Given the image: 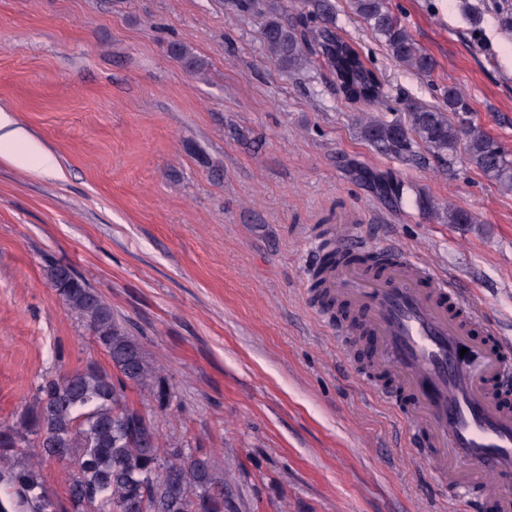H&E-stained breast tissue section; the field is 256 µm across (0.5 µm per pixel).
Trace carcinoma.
Listing matches in <instances>:
<instances>
[{
    "label": "carcinoma",
    "mask_w": 512,
    "mask_h": 512,
    "mask_svg": "<svg viewBox=\"0 0 512 512\" xmlns=\"http://www.w3.org/2000/svg\"><path fill=\"white\" fill-rule=\"evenodd\" d=\"M239 12L262 19L269 56L293 70L323 60L346 102L371 107L384 98L383 84L352 45L333 30L329 0H304L305 11L288 12L286 0H234ZM354 11L382 40L390 56L417 73L434 69L391 11L388 0H352ZM170 55L188 70L204 66L185 44L169 45ZM467 111L463 95L448 88L442 109L419 107L409 123L395 118L360 119L364 136L382 152L416 161L414 138L429 154L446 160L458 149L495 183L512 187V154L496 140L450 114ZM423 211L444 215L450 224H472L457 206L440 208L417 199ZM47 279L59 300L86 326L108 354L112 370L94 363L72 372L47 375L21 419L0 423V512H226L224 471L196 449L162 440L150 419L129 403L126 389L149 391L162 405L170 399L162 370L147 359L138 341L117 323L111 305L66 265L48 266ZM63 466L68 506L60 508L43 480L45 461Z\"/></svg>",
    "instance_id": "obj_1"
}]
</instances>
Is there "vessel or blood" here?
<instances>
[{
    "label": "vessel or blood",
    "instance_id": "1",
    "mask_svg": "<svg viewBox=\"0 0 512 512\" xmlns=\"http://www.w3.org/2000/svg\"><path fill=\"white\" fill-rule=\"evenodd\" d=\"M336 247L350 257L320 274V289L364 311L378 338L373 363L397 382L385 402L404 417L419 458L440 478L459 475L458 496L483 512L479 487L512 482V406L492 386L512 380V355L484 340L487 321L453 278L398 244L340 235Z\"/></svg>",
    "mask_w": 512,
    "mask_h": 512
}]
</instances>
